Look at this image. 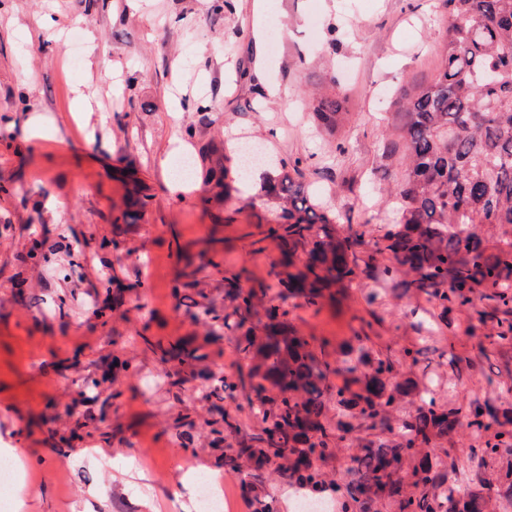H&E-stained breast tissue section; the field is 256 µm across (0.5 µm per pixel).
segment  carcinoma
Masks as SVG:
<instances>
[{"label":"carcinoma","instance_id":"1","mask_svg":"<svg viewBox=\"0 0 512 512\" xmlns=\"http://www.w3.org/2000/svg\"><path fill=\"white\" fill-rule=\"evenodd\" d=\"M444 5L440 72L402 98L394 113L397 141L389 153L402 154L404 173L388 191L397 203L388 223L343 233L336 213L316 202L304 181L287 173L264 181L257 197L270 205V217L256 225L253 244L262 251V243H273L280 253L268 272L273 285L245 288L239 274L224 279L233 308L205 336L210 343L232 340L247 367L236 382L220 380L215 398L242 393L238 408H248L256 422L243 434L238 417L213 407L211 432L220 433L221 425L240 436L237 447L224 452V469L239 473L246 465L255 479L286 470L303 497L318 485V463L346 447L354 432L391 430L402 402L417 400L400 434L361 443L340 512H370L381 499L393 512H485L491 498L500 512H512V461L498 467L494 479H479L476 491L464 495L457 487L465 466L481 470L512 458V405L477 391L453 401L410 375L393 381L396 365L405 363L434 383L425 349L381 345V318L357 317L354 335L333 344L300 334L285 308L295 298L317 310L334 303L338 285L369 269L392 292L427 296L443 328H452V315L461 310L494 324L495 335L474 353L448 337L440 356H448L451 370L477 359L491 363L512 347V0ZM319 108L323 125L335 128L340 101L323 97ZM235 158V148L226 145L204 151L205 203L231 196L242 176ZM144 206L143 197L129 196L114 222L136 223ZM379 255L386 263L377 264ZM202 270L185 261L175 288L196 287ZM143 342L164 363L202 359L180 341ZM333 376L342 384L332 386ZM332 400L338 409L333 425L326 422ZM458 429L473 438L466 456L433 452Z\"/></svg>","mask_w":512,"mask_h":512}]
</instances>
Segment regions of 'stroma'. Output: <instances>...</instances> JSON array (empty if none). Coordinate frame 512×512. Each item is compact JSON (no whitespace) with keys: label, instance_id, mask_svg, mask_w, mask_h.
Returning a JSON list of instances; mask_svg holds the SVG:
<instances>
[{"label":"stroma","instance_id":"stroma-1","mask_svg":"<svg viewBox=\"0 0 512 512\" xmlns=\"http://www.w3.org/2000/svg\"><path fill=\"white\" fill-rule=\"evenodd\" d=\"M447 22L441 0H275L265 22L255 0H0V453L17 466L0 512H183L194 471L247 512L243 481L224 469L234 439L204 424L208 381L189 373L170 391L142 339H187L223 371L234 344L206 342L196 315L203 302L224 308L225 274L268 282L278 251L253 252L249 232L267 210L255 193L277 170L254 168L206 207L201 177L170 189L179 156L243 136L300 160L341 225L383 224L400 174L385 151L392 115L437 76ZM75 28L92 66L63 51ZM323 85L346 114L332 135L311 96ZM79 86L91 92L84 112ZM132 179L148 205L139 223L113 224ZM213 246L224 273L173 295L177 250ZM115 275L132 286L114 302ZM375 286L360 274L318 312L291 300L289 319L306 336H351ZM430 307L387 297L385 345L419 344L410 311ZM357 453L352 443L320 464L324 498H342Z\"/></svg>","mask_w":512,"mask_h":512}]
</instances>
